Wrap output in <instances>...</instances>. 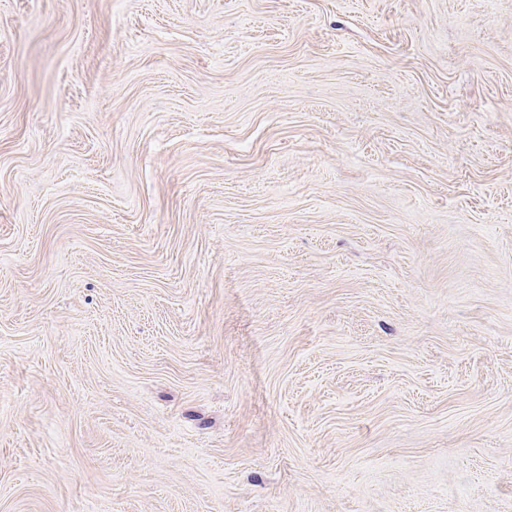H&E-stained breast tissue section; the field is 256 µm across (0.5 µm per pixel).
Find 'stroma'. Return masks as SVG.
I'll return each instance as SVG.
<instances>
[{
  "label": "stroma",
  "mask_w": 512,
  "mask_h": 512,
  "mask_svg": "<svg viewBox=\"0 0 512 512\" xmlns=\"http://www.w3.org/2000/svg\"><path fill=\"white\" fill-rule=\"evenodd\" d=\"M0 512H512V0H0Z\"/></svg>",
  "instance_id": "35a3bbf8"
}]
</instances>
